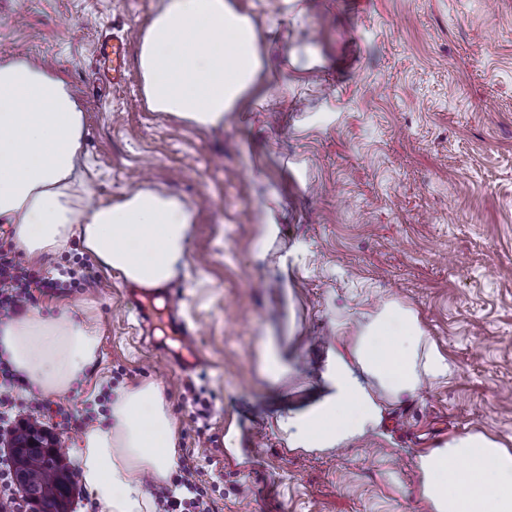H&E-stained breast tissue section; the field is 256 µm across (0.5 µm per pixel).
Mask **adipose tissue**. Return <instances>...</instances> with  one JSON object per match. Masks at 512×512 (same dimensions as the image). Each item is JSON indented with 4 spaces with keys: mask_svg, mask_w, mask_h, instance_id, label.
I'll return each mask as SVG.
<instances>
[{
    "mask_svg": "<svg viewBox=\"0 0 512 512\" xmlns=\"http://www.w3.org/2000/svg\"><path fill=\"white\" fill-rule=\"evenodd\" d=\"M138 66L148 111L200 129L224 126L269 91L252 19L237 0H159L140 33ZM84 107L54 69L18 56L0 62V223L33 259L72 238L102 265L145 288L166 285L186 253L195 210L180 197L142 188L122 200L93 201L79 174ZM92 319L30 314L0 326V352L42 394L82 381L98 359ZM417 317L387 303L358 336L328 355L325 395L280 418L295 448L334 450L373 431L382 416L375 390L413 395L422 375L446 374ZM176 430L162 389L149 382L117 391L105 425L80 441L81 480L105 512H150L146 483H166ZM465 463L449 476L450 462ZM433 512H512V452L483 433L448 441L418 459Z\"/></svg>",
    "mask_w": 512,
    "mask_h": 512,
    "instance_id": "1",
    "label": "adipose tissue"
}]
</instances>
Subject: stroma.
I'll return each instance as SVG.
<instances>
[{
	"label": "stroma",
	"mask_w": 512,
	"mask_h": 512,
	"mask_svg": "<svg viewBox=\"0 0 512 512\" xmlns=\"http://www.w3.org/2000/svg\"><path fill=\"white\" fill-rule=\"evenodd\" d=\"M280 17L261 34L266 108L197 130L148 111L139 34L157 0H0V59L58 70L84 106L81 177L110 204L142 186L196 210L167 304L138 323L129 282L71 240L26 267L62 282L30 313L101 331L86 382L24 405L79 471L82 434L103 424L116 390L161 386L177 454L202 473L212 512H432L417 458L471 431L512 451V0H239ZM126 40V80L98 69L105 37ZM282 210L280 242L254 246L264 208ZM287 255V268L278 258ZM411 310L447 361V379L385 404L378 428L335 452L289 447L279 415L322 394L337 334L356 335L388 300ZM288 372L259 373L266 336ZM180 349L196 369L169 361Z\"/></svg>",
	"instance_id": "obj_1"
}]
</instances>
